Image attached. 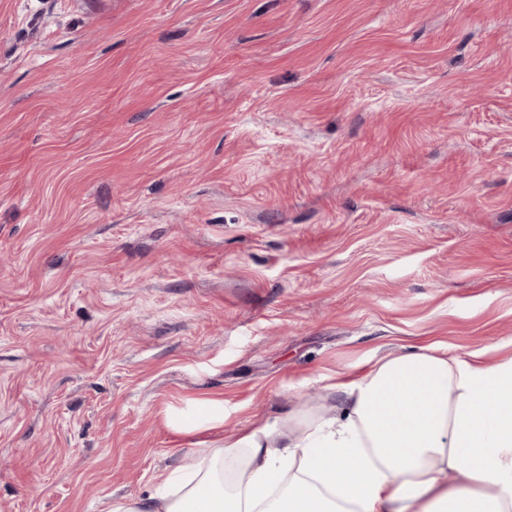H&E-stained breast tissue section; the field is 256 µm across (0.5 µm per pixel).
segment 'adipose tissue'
<instances>
[{"instance_id":"ef3b65f1","label":"adipose tissue","mask_w":512,"mask_h":512,"mask_svg":"<svg viewBox=\"0 0 512 512\" xmlns=\"http://www.w3.org/2000/svg\"><path fill=\"white\" fill-rule=\"evenodd\" d=\"M110 512H512V355L410 346Z\"/></svg>"}]
</instances>
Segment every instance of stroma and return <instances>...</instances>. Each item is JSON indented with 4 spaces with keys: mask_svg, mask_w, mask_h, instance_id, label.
Wrapping results in <instances>:
<instances>
[{
    "mask_svg": "<svg viewBox=\"0 0 512 512\" xmlns=\"http://www.w3.org/2000/svg\"><path fill=\"white\" fill-rule=\"evenodd\" d=\"M426 344L512 351V0H0V512Z\"/></svg>",
    "mask_w": 512,
    "mask_h": 512,
    "instance_id": "obj_1",
    "label": "stroma"
}]
</instances>
